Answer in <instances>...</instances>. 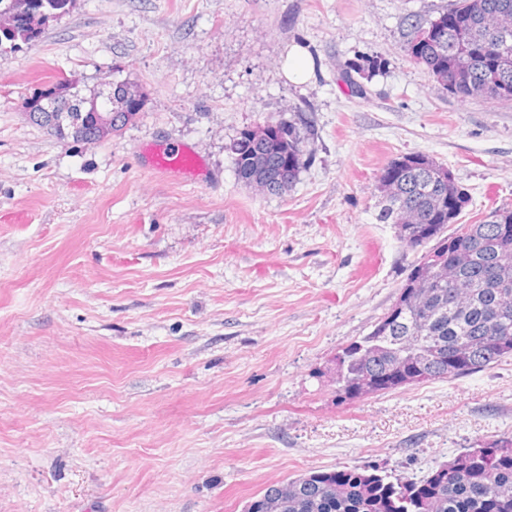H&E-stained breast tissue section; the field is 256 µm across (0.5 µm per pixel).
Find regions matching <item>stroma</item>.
<instances>
[{
  "instance_id": "35a3bbf8",
  "label": "stroma",
  "mask_w": 512,
  "mask_h": 512,
  "mask_svg": "<svg viewBox=\"0 0 512 512\" xmlns=\"http://www.w3.org/2000/svg\"><path fill=\"white\" fill-rule=\"evenodd\" d=\"M451 3L74 0L0 49V215H27L0 223V512H243L312 471L418 479L512 438V359L354 399L329 372L425 254L379 219L390 161L447 166L459 223L512 208V101L451 95L405 50ZM60 78L132 82L144 108L100 142L49 135L23 103ZM279 122L310 161L269 194L229 146ZM177 146L195 178L154 169ZM283 71L289 80L302 83L311 76V61L306 50L295 47L284 62Z\"/></svg>"
}]
</instances>
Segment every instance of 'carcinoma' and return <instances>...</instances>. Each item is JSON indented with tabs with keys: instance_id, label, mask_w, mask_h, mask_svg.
I'll return each instance as SVG.
<instances>
[{
	"instance_id": "carcinoma-1",
	"label": "carcinoma",
	"mask_w": 512,
	"mask_h": 512,
	"mask_svg": "<svg viewBox=\"0 0 512 512\" xmlns=\"http://www.w3.org/2000/svg\"><path fill=\"white\" fill-rule=\"evenodd\" d=\"M41 12L21 11L3 41L39 36L45 21L65 12L74 0H41ZM456 28L430 43H413L427 24ZM406 51L435 79L458 78L448 92L460 97L512 100V0H457L450 12L408 23ZM126 83L98 86L85 96L71 90L50 100L53 90L25 102L36 109L30 122L47 133L95 143L119 133L139 109L112 110L106 122L84 119L92 104L108 108ZM246 127L229 150L236 172L263 192L277 194L305 166L304 139L292 124ZM379 178L380 221L396 225L398 238L412 247L436 241L413 269L399 297L374 329L334 358L336 395L359 398L481 371L512 357V209L494 208L474 224L457 219L469 196L448 167L422 154L395 159ZM472 242V254L443 278L440 265L456 252L452 236ZM244 512H512V438L471 447L419 480L392 481L378 467L319 470L267 486Z\"/></svg>"
}]
</instances>
